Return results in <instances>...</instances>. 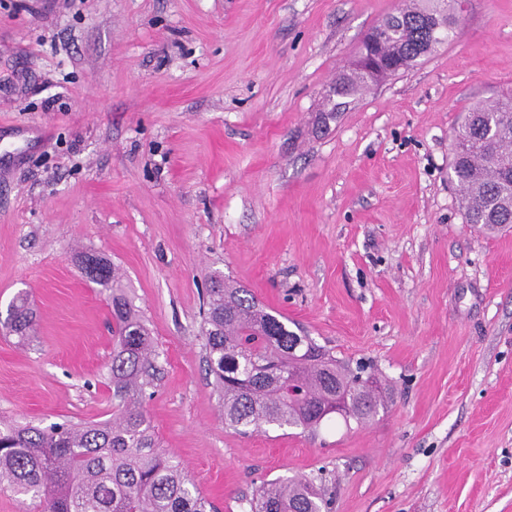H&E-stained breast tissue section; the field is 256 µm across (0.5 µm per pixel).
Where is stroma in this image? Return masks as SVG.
Listing matches in <instances>:
<instances>
[{"label": "stroma", "mask_w": 512, "mask_h": 512, "mask_svg": "<svg viewBox=\"0 0 512 512\" xmlns=\"http://www.w3.org/2000/svg\"><path fill=\"white\" fill-rule=\"evenodd\" d=\"M401 0H0V420L110 419L123 273L160 352L143 407L221 512L322 477L327 512H512V230L466 224L451 136L512 92V0L329 117L324 98ZM345 361L365 425L241 434L202 335L211 273ZM5 326L11 335L18 337L19 342L25 341L34 332L33 313L24 297H18L11 305Z\"/></svg>", "instance_id": "1"}]
</instances>
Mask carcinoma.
I'll use <instances>...</instances> for the list:
<instances>
[{
  "label": "carcinoma",
  "mask_w": 512,
  "mask_h": 512,
  "mask_svg": "<svg viewBox=\"0 0 512 512\" xmlns=\"http://www.w3.org/2000/svg\"><path fill=\"white\" fill-rule=\"evenodd\" d=\"M453 0H414L376 26L379 39L362 47L385 66L406 70L456 31ZM374 78L356 68L330 89L329 112H342ZM451 182L468 196L466 223L496 232L512 228V97L476 104L456 132L448 164ZM90 281L112 290L110 421L79 425H0V489L32 494L39 512H213L180 463L158 447L142 406L159 372V352L120 273L102 257ZM203 325L210 373L224 422L246 434L266 426L314 431L332 414L365 424L377 413L380 386L364 368L352 370L325 347L285 324L243 286L216 271L206 290ZM6 329L19 341L34 332L25 298L11 305ZM251 512H325L315 481L277 478L250 500Z\"/></svg>",
  "instance_id": "obj_1"
}]
</instances>
